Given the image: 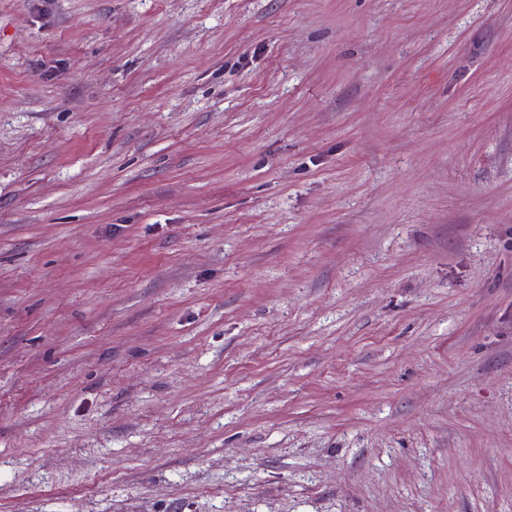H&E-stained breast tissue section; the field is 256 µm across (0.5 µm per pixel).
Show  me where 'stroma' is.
<instances>
[{
	"label": "stroma",
	"mask_w": 512,
	"mask_h": 512,
	"mask_svg": "<svg viewBox=\"0 0 512 512\" xmlns=\"http://www.w3.org/2000/svg\"><path fill=\"white\" fill-rule=\"evenodd\" d=\"M0 512H512V0H0Z\"/></svg>",
	"instance_id": "1"
}]
</instances>
